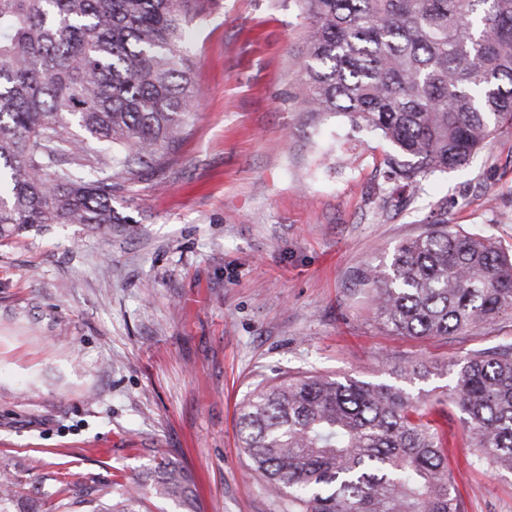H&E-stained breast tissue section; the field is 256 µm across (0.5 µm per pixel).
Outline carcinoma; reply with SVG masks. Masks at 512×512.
<instances>
[{
    "mask_svg": "<svg viewBox=\"0 0 512 512\" xmlns=\"http://www.w3.org/2000/svg\"><path fill=\"white\" fill-rule=\"evenodd\" d=\"M308 20L295 100L388 142L415 187L512 129V0H298ZM203 0H0V238L52 224H124L112 191L162 168L201 92L187 31ZM357 281L396 336L446 339L512 312V251L435 221ZM445 401L475 459L512 475V344L400 382L312 373L258 385L239 440L279 512H464L420 384ZM156 497L188 512L190 475L163 459ZM16 483L0 469V512ZM112 483L89 512H139Z\"/></svg>",
    "mask_w": 512,
    "mask_h": 512,
    "instance_id": "obj_1",
    "label": "carcinoma"
}]
</instances>
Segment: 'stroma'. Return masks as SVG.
<instances>
[{"instance_id":"1","label":"stroma","mask_w":512,"mask_h":512,"mask_svg":"<svg viewBox=\"0 0 512 512\" xmlns=\"http://www.w3.org/2000/svg\"><path fill=\"white\" fill-rule=\"evenodd\" d=\"M308 22L297 0H205L189 27L204 92L171 163L112 195L124 224L0 239V465L13 512L60 506L63 474L103 500L185 467L196 512H277L239 446L237 409L265 379L387 378L512 343V315L445 340L391 335L359 290L427 223L512 250V130L462 169L399 192L384 140L293 95ZM465 512H512V475L472 464L457 412L436 417Z\"/></svg>"}]
</instances>
